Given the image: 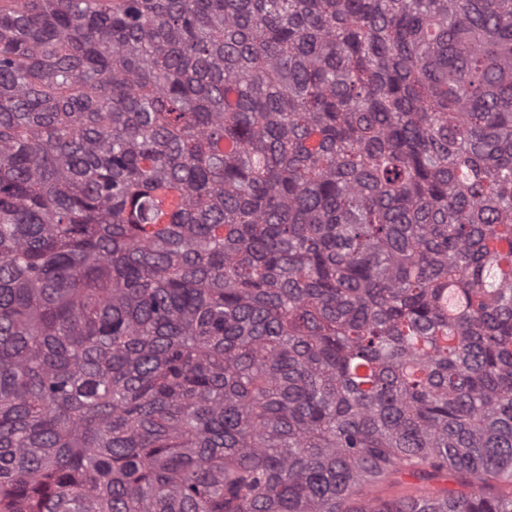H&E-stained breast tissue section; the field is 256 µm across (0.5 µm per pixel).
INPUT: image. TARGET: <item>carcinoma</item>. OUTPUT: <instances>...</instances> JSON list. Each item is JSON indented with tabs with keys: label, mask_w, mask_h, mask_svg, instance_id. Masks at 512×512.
<instances>
[{
	"label": "carcinoma",
	"mask_w": 512,
	"mask_h": 512,
	"mask_svg": "<svg viewBox=\"0 0 512 512\" xmlns=\"http://www.w3.org/2000/svg\"><path fill=\"white\" fill-rule=\"evenodd\" d=\"M0 512H512V0H0Z\"/></svg>",
	"instance_id": "carcinoma-1"
}]
</instances>
